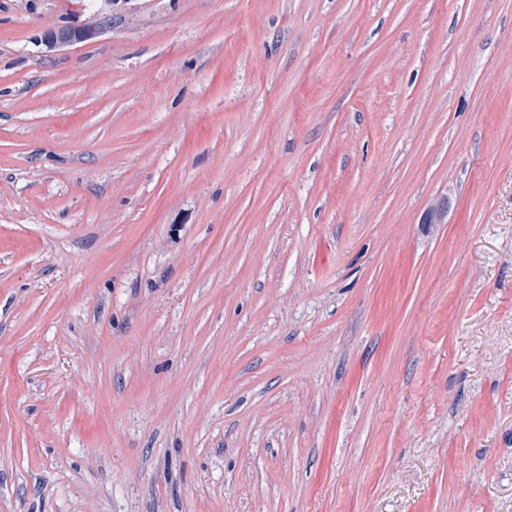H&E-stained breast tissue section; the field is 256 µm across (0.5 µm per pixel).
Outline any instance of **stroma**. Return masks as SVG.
<instances>
[{
  "mask_svg": "<svg viewBox=\"0 0 512 512\" xmlns=\"http://www.w3.org/2000/svg\"><path fill=\"white\" fill-rule=\"evenodd\" d=\"M0 0V512H512V0ZM115 1V0H113ZM112 0H100V5L93 11L86 12L80 8L70 21L47 30L40 37V44L48 49L73 46L78 43L94 41L102 34L114 29L112 17ZM84 18L80 20L81 17Z\"/></svg>",
  "mask_w": 512,
  "mask_h": 512,
  "instance_id": "35a3bbf8",
  "label": "stroma"
}]
</instances>
